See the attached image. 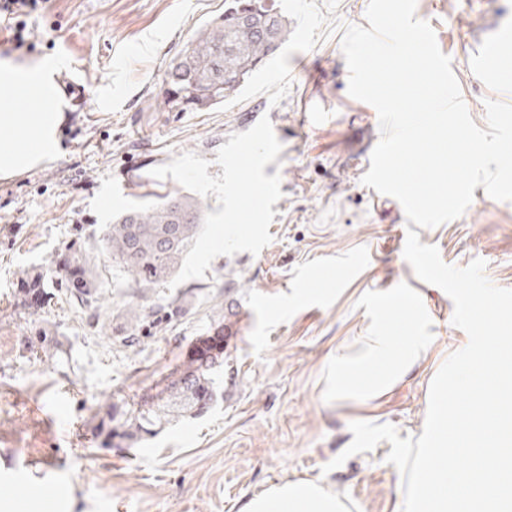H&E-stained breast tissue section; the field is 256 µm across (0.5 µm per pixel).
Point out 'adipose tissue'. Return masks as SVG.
Here are the masks:
<instances>
[{
	"instance_id": "obj_1",
	"label": "adipose tissue",
	"mask_w": 512,
	"mask_h": 512,
	"mask_svg": "<svg viewBox=\"0 0 512 512\" xmlns=\"http://www.w3.org/2000/svg\"><path fill=\"white\" fill-rule=\"evenodd\" d=\"M54 59L18 62L0 58V176L29 170L53 158L67 102L56 81ZM27 111H19V104ZM431 344L430 337L404 328L371 329L356 349L337 354L329 369L330 393L366 397L400 381ZM241 512H352L348 501L313 480H286L248 500Z\"/></svg>"
}]
</instances>
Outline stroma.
<instances>
[{
	"label": "stroma",
	"mask_w": 512,
	"mask_h": 512,
	"mask_svg": "<svg viewBox=\"0 0 512 512\" xmlns=\"http://www.w3.org/2000/svg\"><path fill=\"white\" fill-rule=\"evenodd\" d=\"M288 44L224 104L171 108L167 71L224 0H52L29 25L35 59L62 61L60 85L82 90L68 106L56 159L0 177V512H241L283 479H320L353 512H397L399 472L389 442L326 465L349 446V425H394L420 436L431 377L468 343L452 323L454 304L416 277L403 256L407 220L392 197L361 182L380 139L378 114L348 94L341 49L345 26L365 25L368 0H275ZM441 36L477 126L485 102L512 91L469 65L475 47L506 20L512 0H417ZM269 116L282 144L271 242L258 254L213 260L203 278L178 286L181 312L135 349L118 341V313H151L162 291L112 288L98 307L19 301L23 274L56 266L66 246L93 250L91 230L149 191L177 192L153 168L185 152L215 159L231 134ZM442 260L486 263L512 289V202L476 187L465 213L419 232ZM413 293L426 305L435 340L419 366L377 397L332 400L327 370L337 348L366 335L370 307ZM227 327L228 364L216 402L145 444L101 447L88 426L108 404L159 393L199 338ZM52 331L38 357L27 344Z\"/></svg>",
	"instance_id": "35a3bbf8"
}]
</instances>
